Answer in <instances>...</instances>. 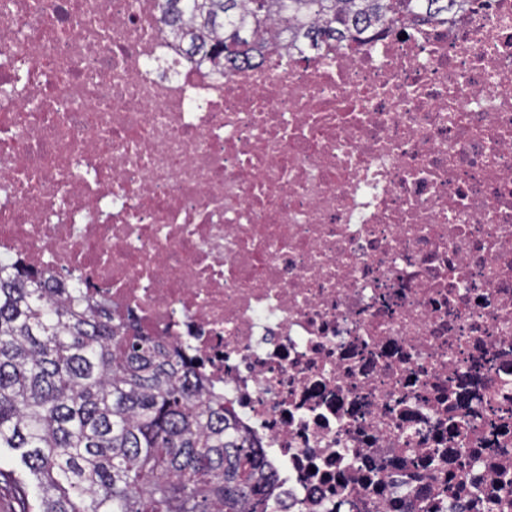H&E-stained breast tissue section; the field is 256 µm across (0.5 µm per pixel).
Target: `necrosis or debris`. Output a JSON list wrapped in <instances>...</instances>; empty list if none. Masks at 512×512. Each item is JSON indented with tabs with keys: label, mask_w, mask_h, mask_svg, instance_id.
Here are the masks:
<instances>
[{
	"label": "necrosis or debris",
	"mask_w": 512,
	"mask_h": 512,
	"mask_svg": "<svg viewBox=\"0 0 512 512\" xmlns=\"http://www.w3.org/2000/svg\"><path fill=\"white\" fill-rule=\"evenodd\" d=\"M7 3L0 251L202 360L274 512H512V0L227 75Z\"/></svg>",
	"instance_id": "1"
}]
</instances>
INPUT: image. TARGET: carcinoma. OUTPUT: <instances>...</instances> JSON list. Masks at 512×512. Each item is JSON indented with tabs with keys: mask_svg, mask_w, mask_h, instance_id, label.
I'll list each match as a JSON object with an SVG mask.
<instances>
[{
	"mask_svg": "<svg viewBox=\"0 0 512 512\" xmlns=\"http://www.w3.org/2000/svg\"><path fill=\"white\" fill-rule=\"evenodd\" d=\"M189 61L229 73L273 39L317 47L364 39L402 11L448 14L459 0H160ZM0 258V467L15 512H269L255 442L199 364L153 336L128 335L105 298Z\"/></svg>",
	"mask_w": 512,
	"mask_h": 512,
	"instance_id": "carcinoma-1",
	"label": "carcinoma"
}]
</instances>
